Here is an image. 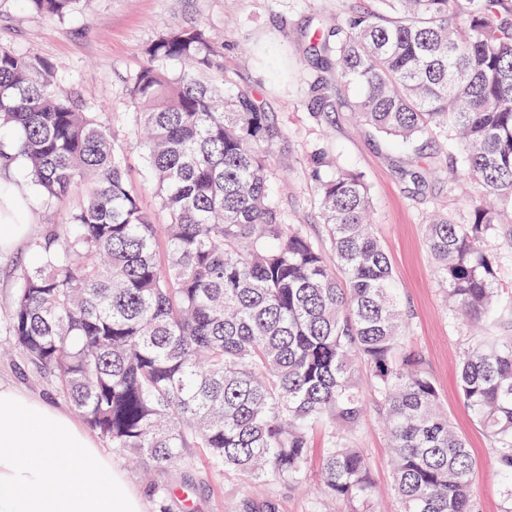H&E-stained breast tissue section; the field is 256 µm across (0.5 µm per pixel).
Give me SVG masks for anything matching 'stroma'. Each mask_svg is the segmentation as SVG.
I'll list each match as a JSON object with an SVG mask.
<instances>
[{"label": "stroma", "instance_id": "35a3bbf8", "mask_svg": "<svg viewBox=\"0 0 512 512\" xmlns=\"http://www.w3.org/2000/svg\"><path fill=\"white\" fill-rule=\"evenodd\" d=\"M374 0H84L63 20H51L0 0V42L25 55L51 61L63 86L84 111L96 113L114 139L127 178L155 223L164 214L155 205V183L131 134L128 88L143 63L141 50L166 29L202 24L222 44L224 93L250 88L267 111L276 113L288 140V153L271 161L270 187L288 210L290 223L302 225L315 243L326 230L309 176L310 160L322 149L341 165L363 175L370 189L373 231L385 246L400 299L411 314L409 344L422 351L441 400L476 461L473 494L480 512H501L504 483L496 470L490 441L460 396L458 371L465 329L446 310L434 278L421 224L426 212L440 208L461 214L469 197L452 195L443 180H412L408 172L420 157L444 161L441 138L428 137L420 152L396 147L387 137L361 125L354 114L332 112L314 119L310 86L332 83L326 68L308 49L314 30L326 21L373 8ZM0 182L22 188L29 200V238L0 253V343L9 338L14 295L23 271L36 258L33 243L45 223L59 220L66 203L47 200L30 183L23 163L0 172ZM0 384L12 386L63 410L70 403L54 379L41 377L22 354L0 358ZM358 441L366 448L375 480L374 494L387 512H399L385 436L375 415L362 420ZM143 493L148 512H242L244 499L262 504L271 498L277 512H310L307 495L273 481L248 485L236 471H216L192 453L144 481L124 452L108 448Z\"/></svg>", "mask_w": 512, "mask_h": 512}]
</instances>
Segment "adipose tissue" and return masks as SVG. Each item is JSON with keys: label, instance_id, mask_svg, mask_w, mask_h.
<instances>
[{"label": "adipose tissue", "instance_id": "obj_1", "mask_svg": "<svg viewBox=\"0 0 512 512\" xmlns=\"http://www.w3.org/2000/svg\"><path fill=\"white\" fill-rule=\"evenodd\" d=\"M26 195L0 193V251L29 229ZM71 475L61 479L60 464ZM0 512H145L144 499L81 423L53 405L0 386Z\"/></svg>", "mask_w": 512, "mask_h": 512}]
</instances>
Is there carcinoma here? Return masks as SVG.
<instances>
[{"label": "carcinoma", "instance_id": "obj_1", "mask_svg": "<svg viewBox=\"0 0 512 512\" xmlns=\"http://www.w3.org/2000/svg\"><path fill=\"white\" fill-rule=\"evenodd\" d=\"M62 20L83 0H23ZM323 27L312 51L335 69L336 93L311 85L314 117L347 109L411 147L443 134L448 190L482 187L459 218L425 216L424 239L448 310L467 336L459 390L491 439L512 512V318L486 242L512 238V0H378ZM131 80L132 135L167 215L166 254L115 144L74 103L54 65L0 43V158L25 165L50 201L77 180L88 194L35 243L10 332L89 428L157 470L200 448L211 467L249 484L279 479L311 512H379L366 450V409L390 450L401 512H479L476 462L443 408L423 355L407 346L409 312L387 250L367 224L363 176L316 152L325 244L270 193L271 158L288 152L257 93L224 96L197 77L220 46L203 25L161 32ZM177 60L169 74L159 63ZM319 454L316 487L310 462Z\"/></svg>", "mask_w": 512, "mask_h": 512}]
</instances>
